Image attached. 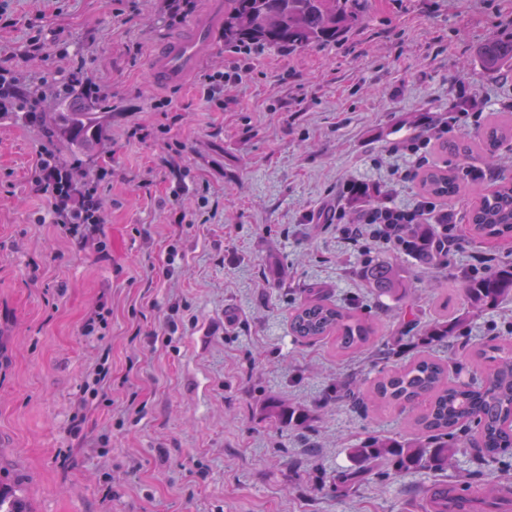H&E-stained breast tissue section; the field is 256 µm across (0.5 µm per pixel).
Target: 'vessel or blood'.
<instances>
[{
    "label": "vessel or blood",
    "mask_w": 512,
    "mask_h": 512,
    "mask_svg": "<svg viewBox=\"0 0 512 512\" xmlns=\"http://www.w3.org/2000/svg\"><path fill=\"white\" fill-rule=\"evenodd\" d=\"M224 26V0H206L202 13L183 33L153 45L148 66L153 84L177 87L209 55L214 36ZM474 498L460 485L438 481L429 485L420 501L421 512H474Z\"/></svg>",
    "instance_id": "1"
}]
</instances>
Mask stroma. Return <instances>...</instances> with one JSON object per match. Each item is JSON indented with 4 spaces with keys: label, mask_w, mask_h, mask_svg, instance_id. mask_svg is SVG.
<instances>
[{
    "label": "stroma",
    "mask_w": 512,
    "mask_h": 512,
    "mask_svg": "<svg viewBox=\"0 0 512 512\" xmlns=\"http://www.w3.org/2000/svg\"><path fill=\"white\" fill-rule=\"evenodd\" d=\"M162 0H12L0 25V68L21 93L43 79L86 82L112 97V146L94 160L106 203L101 231L67 238L36 181L47 142L0 122V480L32 512H415L426 486L462 483L477 501L512 486V453L480 463L458 449L448 471L382 466L354 485L350 450L372 436H411L397 408L338 403L337 384L369 385L394 365L387 340L336 359L324 343L289 332L307 289L357 306L397 331L395 302L367 288V257L396 263L429 320V282L449 312L464 309L456 280L512 243L455 232L458 252L424 265L389 248L349 242L322 210L346 208V187L380 189L387 206L418 196L415 156L400 152L418 112L469 117L512 112V71L484 72L479 46L512 26V0H372L367 27L311 51L239 54L216 38L199 73L179 89L151 83L149 51L181 32ZM43 48L29 55L30 36ZM245 68L223 107L203 97L205 72ZM167 107H157V100ZM198 211L196 223L182 211ZM176 256H169V246ZM102 311L93 336L83 323ZM512 340V301L471 319L440 349ZM108 368L97 397L81 388ZM270 397L308 408L305 430L264 420ZM82 414L80 433L71 419ZM117 496L103 501L106 487Z\"/></svg>",
    "instance_id": "stroma-1"
}]
</instances>
